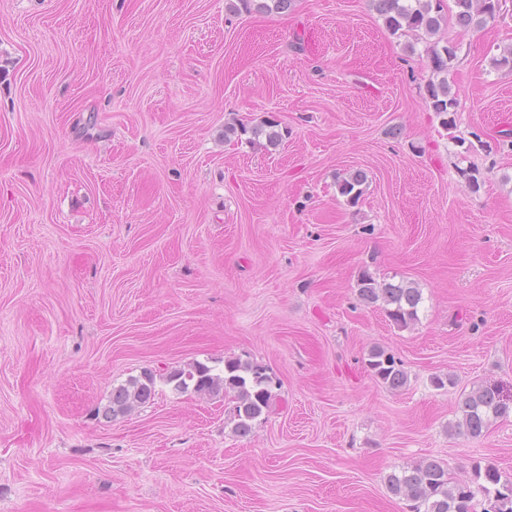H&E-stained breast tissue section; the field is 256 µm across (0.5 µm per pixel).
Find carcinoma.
<instances>
[{
	"label": "carcinoma",
	"instance_id": "cac0c4a2",
	"mask_svg": "<svg viewBox=\"0 0 512 512\" xmlns=\"http://www.w3.org/2000/svg\"><path fill=\"white\" fill-rule=\"evenodd\" d=\"M453 2L455 11L449 15L445 12V0H371L390 34L411 38L407 43L410 52L416 51L420 41L432 39L425 48L431 68V77L425 85L426 99L446 129L456 125L458 101L448 83V66L456 56L457 45L443 29H483L500 12L499 0ZM290 4L291 0H236L230 8L246 13H278ZM365 181L363 172L353 173L339 182L338 191L355 204L363 194ZM357 293L366 303L383 302L389 319L401 328L418 321L422 293L410 281L385 284L364 274L358 281ZM368 367L380 383L391 388L401 387L407 381L402 364L382 348L370 351ZM166 382L180 394L192 391L214 396L222 391L233 392L237 400L234 429L242 437L250 435L252 421L269 410L274 398L267 368L238 358L225 360L224 369L219 372L204 363L192 362L170 372ZM154 391L155 376L145 371L112 390L103 416H124L149 402ZM459 405L462 419L454 431L470 438L480 437L492 420L506 417L512 411L500 387L488 383L472 388ZM386 485L392 495L411 501L412 512H471L472 502L478 495L483 499V512H512V475L490 465L475 469L473 481L460 485L451 481L448 465L426 459L392 471L386 476Z\"/></svg>",
	"mask_w": 512,
	"mask_h": 512
}]
</instances>
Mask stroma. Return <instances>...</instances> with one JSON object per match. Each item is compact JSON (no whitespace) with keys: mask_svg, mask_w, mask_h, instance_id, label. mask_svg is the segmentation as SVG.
I'll list each match as a JSON object with an SVG mask.
<instances>
[{"mask_svg":"<svg viewBox=\"0 0 512 512\" xmlns=\"http://www.w3.org/2000/svg\"><path fill=\"white\" fill-rule=\"evenodd\" d=\"M226 3L0 0V512H409L395 468L512 473V415L451 430L473 386L512 396V0L457 36L451 133L370 0ZM267 120L277 145L224 135ZM365 273L414 282L418 322ZM228 358L275 383L246 437L165 381ZM146 370L152 401L98 415ZM293 0H237L236 3H230V8L250 13H272L288 10ZM365 181L366 175L361 171L350 174L339 182L338 191L342 196L347 197V201L355 204L363 194L361 186ZM357 286L360 299L366 303L382 301L389 319L398 327H408L418 321L422 293L413 282L378 283L369 274H364ZM400 363L382 348H374L369 353L368 367L373 376L391 388L401 387L407 381V374Z\"/></svg>","mask_w":512,"mask_h":512,"instance_id":"35a3bbf8","label":"stroma"}]
</instances>
